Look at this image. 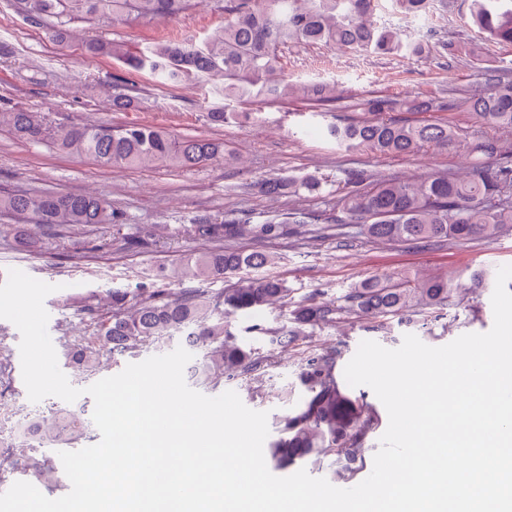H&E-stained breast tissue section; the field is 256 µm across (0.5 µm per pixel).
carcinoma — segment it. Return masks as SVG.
<instances>
[{
  "mask_svg": "<svg viewBox=\"0 0 512 512\" xmlns=\"http://www.w3.org/2000/svg\"><path fill=\"white\" fill-rule=\"evenodd\" d=\"M224 12V24L202 44L166 40L131 48L116 40L91 39L86 52L122 62L128 72L148 71L165 84L178 85L200 77H216L224 99L243 104L302 102L309 110H324L336 102L333 82H290L284 76L283 53L290 46H335L344 52L421 58L434 48L433 34L417 39L379 21L378 0H211ZM396 15L429 13L433 0H391ZM19 11L34 24L50 23L52 36L67 40L71 25L117 26L135 20L176 19L195 9L200 0H18ZM466 23L485 40L512 45V0H471ZM112 110L124 112L135 104L132 79H114ZM359 118L331 123L326 138L345 151L366 149L380 156H407L428 146L446 150L461 138V129L442 111L469 115L475 128L512 129V79L499 77L485 83L479 94L457 90L447 106L420 96L396 97L372 90L354 104ZM389 112H431L423 120L392 119ZM259 120L257 112H229L215 108L208 122L217 127L241 120ZM0 127L30 142L50 141L58 149L87 156L102 167L149 169L158 165L192 169L219 155L237 156L224 142L187 136L176 138L161 127L145 123L73 124L51 127L36 112L0 106ZM485 162L465 175L436 172L419 178L377 176L351 172L345 188L328 175H277L265 180L266 194L280 200L283 210L254 222L245 214L204 215L192 220L188 235L213 247L198 252L185 265L162 268L160 281L233 280L231 287L209 293L182 288L176 294L155 283L106 291L105 299L86 296L77 301L88 334L67 344L72 367L94 374L107 358L118 362L134 357L147 343L161 348L178 337L199 356L187 367L189 382L218 389L224 382H255L256 372L269 361L260 349L238 341L227 318L247 315L255 322L248 332L268 337L271 344L297 346L315 329L336 324L337 315L370 318L407 314L437 318L443 311L465 303L467 294L491 287L492 270L484 265L467 268L470 287L458 288L446 275L418 281L408 274L362 280L348 289L343 304L304 300L288 308V288L273 276L257 272L274 264L269 252L245 250L233 242L249 237L273 242L291 235L339 231L353 224L371 241L392 244L437 245L472 243L512 235V148L497 138L485 137L475 145ZM322 194L336 195V212L323 214L302 202ZM0 213L30 217L56 233L99 225L117 227L125 213L96 194H60L48 189L0 192ZM279 312L287 323L267 327L259 315ZM340 353L334 347L309 355L300 374V403L278 419L280 438L271 445L274 467L286 470L302 460L319 466L328 461L341 480L354 477L363 466L365 441L378 425L364 396L347 392L336 370ZM13 430L41 445L64 447L89 434L80 414L57 407L48 418L13 425ZM21 472L50 486L56 468L36 448H16L0 437V467Z\"/></svg>",
  "mask_w": 512,
  "mask_h": 512,
  "instance_id": "obj_1",
  "label": "carcinoma"
}]
</instances>
